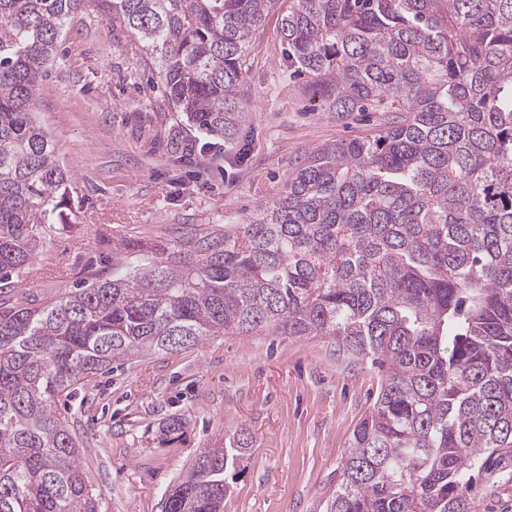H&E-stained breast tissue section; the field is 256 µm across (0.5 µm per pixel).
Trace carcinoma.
Listing matches in <instances>:
<instances>
[{
  "label": "carcinoma",
  "instance_id": "obj_1",
  "mask_svg": "<svg viewBox=\"0 0 512 512\" xmlns=\"http://www.w3.org/2000/svg\"><path fill=\"white\" fill-rule=\"evenodd\" d=\"M86 2L0 0V512H101L56 399L116 360L258 335L330 336L384 374L323 512H471L482 455H512V0H293L294 71L328 112L385 113L382 130L313 149L244 224L126 242L109 277L13 299L68 206L73 174L34 114ZM98 2L174 111L233 139L275 0ZM251 444L201 449L164 512H224Z\"/></svg>",
  "mask_w": 512,
  "mask_h": 512
}]
</instances>
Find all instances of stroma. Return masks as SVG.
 Masks as SVG:
<instances>
[{
  "label": "stroma",
  "instance_id": "1",
  "mask_svg": "<svg viewBox=\"0 0 512 512\" xmlns=\"http://www.w3.org/2000/svg\"><path fill=\"white\" fill-rule=\"evenodd\" d=\"M277 0L248 50V112L236 138L207 146L158 88L131 34L96 6L78 14L38 92V120L74 174L71 208L14 281L45 302L110 274L121 243L177 237L193 224H241L282 191L324 143L378 130L379 112L336 117L293 77ZM384 380L329 336H210L193 348L135 358L80 386L58 411L74 426L87 484L102 512H163V493L200 449L244 428L252 447L224 512H319L354 429ZM188 419L160 444L159 422ZM473 512H512V459L476 476Z\"/></svg>",
  "mask_w": 512,
  "mask_h": 512
}]
</instances>
